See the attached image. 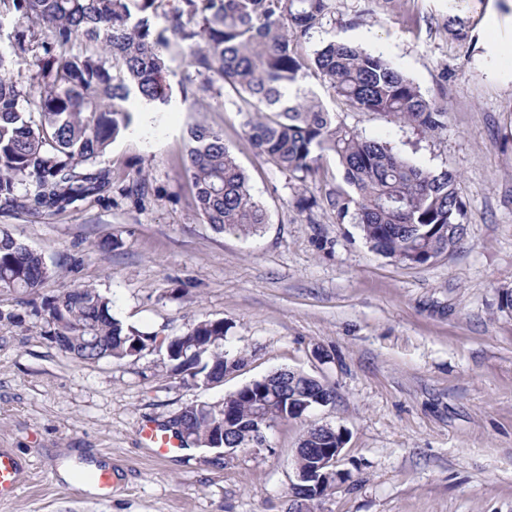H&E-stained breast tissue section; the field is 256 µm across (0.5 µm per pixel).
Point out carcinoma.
Here are the masks:
<instances>
[{"instance_id":"obj_1","label":"carcinoma","mask_w":512,"mask_h":512,"mask_svg":"<svg viewBox=\"0 0 512 512\" xmlns=\"http://www.w3.org/2000/svg\"><path fill=\"white\" fill-rule=\"evenodd\" d=\"M333 0H0V27L12 22L0 51V209L52 215L89 198L108 197L116 177L97 165L125 134L135 113L127 103H168L164 75L177 57L192 69L183 100L195 106L232 89L253 114L248 136L289 179L305 183L321 159L335 155L343 185L326 195L338 224L359 226L371 249L407 267L448 253L461 239L467 207L458 176L425 170L392 147L336 123L307 83L314 72L361 112H380L429 133L444 127L447 105L419 87L380 53L331 40L307 52ZM82 48L75 52L73 46ZM181 167L196 214L218 232L248 236L267 223L249 178L224 143V131L191 129ZM28 182L32 192L17 194ZM122 193L141 202L149 179L139 169ZM60 276L45 256L0 229V294L32 295ZM44 336L83 361L122 360L154 347L112 315V301L85 285L43 298ZM167 360L196 387L219 383L245 365L224 350V321H200L168 339ZM333 390L301 372L281 369L224 399L184 408L182 428H165L185 446L208 448L225 431L228 448L263 445L265 424L302 417L310 397ZM229 419H224V416ZM333 434L313 426L298 443L296 463L312 464L306 448Z\"/></svg>"}]
</instances>
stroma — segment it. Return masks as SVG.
<instances>
[{"label": "stroma", "mask_w": 512, "mask_h": 512, "mask_svg": "<svg viewBox=\"0 0 512 512\" xmlns=\"http://www.w3.org/2000/svg\"><path fill=\"white\" fill-rule=\"evenodd\" d=\"M312 45L336 39L379 52L429 98L446 95L430 134L360 112L319 80L337 123L384 141L417 166L460 177L462 241L419 267L370 250L357 225L324 207L296 206V183L246 135L232 95L191 108L185 60L165 75L169 103L143 111L135 132L98 164L144 169L137 205L112 191L51 216L13 211L0 227L59 264L40 293L0 295V449L23 466L0 512H288L304 432L343 436L344 478L314 512H512V54L492 48L488 12L512 19V0H335ZM460 16L462 32L445 30ZM223 130L268 222L256 234H219L195 213L176 159L196 124ZM117 245L103 252L98 241ZM92 285L112 314L166 340L193 323L223 321L224 348L247 364L196 387L163 350L82 362L41 336L43 297ZM303 372L335 397L274 423L260 447L234 455L183 447L157 457L140 437L195 402H214L280 369ZM112 465L110 497L61 471Z\"/></svg>", "instance_id": "35a3bbf8"}]
</instances>
